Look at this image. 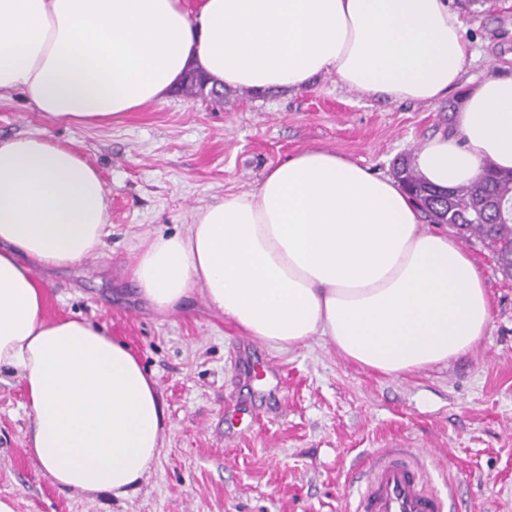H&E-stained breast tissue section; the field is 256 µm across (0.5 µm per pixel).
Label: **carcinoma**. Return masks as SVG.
<instances>
[{
	"mask_svg": "<svg viewBox=\"0 0 512 512\" xmlns=\"http://www.w3.org/2000/svg\"><path fill=\"white\" fill-rule=\"evenodd\" d=\"M206 80L189 74L183 91L195 97L204 93ZM396 178L422 208L432 224H448L491 242L503 273H512V181L487 160L480 176L468 185L452 189L451 195L428 185L407 160L399 162Z\"/></svg>",
	"mask_w": 512,
	"mask_h": 512,
	"instance_id": "carcinoma-1",
	"label": "carcinoma"
}]
</instances>
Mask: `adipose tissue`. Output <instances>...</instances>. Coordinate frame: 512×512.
<instances>
[{
    "label": "adipose tissue",
    "mask_w": 512,
    "mask_h": 512,
    "mask_svg": "<svg viewBox=\"0 0 512 512\" xmlns=\"http://www.w3.org/2000/svg\"><path fill=\"white\" fill-rule=\"evenodd\" d=\"M464 22L446 0H0V96L99 126L166 99L191 73L216 89L292 91L322 75L390 103L463 87L460 138L412 164L452 189L485 160L512 170V76L463 81ZM110 199L76 150L0 139V367L29 399L28 449L61 488L126 498L163 446L153 379L102 326L51 318L32 269L97 256ZM402 184L325 149L140 243L131 276L160 314L193 294L248 336L290 351L315 336L386 377L470 352L491 324L480 268L423 227Z\"/></svg>",
    "instance_id": "adipose-tissue-1"
}]
</instances>
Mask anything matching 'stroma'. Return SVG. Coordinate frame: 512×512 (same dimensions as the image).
<instances>
[{
    "instance_id": "obj_1",
    "label": "stroma",
    "mask_w": 512,
    "mask_h": 512,
    "mask_svg": "<svg viewBox=\"0 0 512 512\" xmlns=\"http://www.w3.org/2000/svg\"><path fill=\"white\" fill-rule=\"evenodd\" d=\"M465 22L464 79L512 74V0H448ZM463 102L389 103L336 83L295 92L228 87L223 99L174 90L118 122H56L17 92L0 98V138L39 135L77 149L111 199L102 255L39 269L47 313L105 326L156 381L164 446L122 500L62 489L25 447L31 425L17 372L0 369V498L16 512H353L366 462L416 449L452 512H512V278L476 237L459 245L482 269L492 323L470 353L384 377L316 336L278 351L239 331L198 295L172 314L140 296L129 266L140 241L184 231L194 209L254 189L287 157L326 149L393 175ZM277 378L257 381L255 361ZM244 411L233 424L228 410ZM262 417H253V410Z\"/></svg>"
}]
</instances>
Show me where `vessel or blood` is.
I'll return each instance as SVG.
<instances>
[{
	"label": "vessel or blood",
	"mask_w": 512,
	"mask_h": 512,
	"mask_svg": "<svg viewBox=\"0 0 512 512\" xmlns=\"http://www.w3.org/2000/svg\"><path fill=\"white\" fill-rule=\"evenodd\" d=\"M446 498L409 457L386 449L369 464L356 512H446Z\"/></svg>",
	"instance_id": "vessel-or-blood-1"
}]
</instances>
